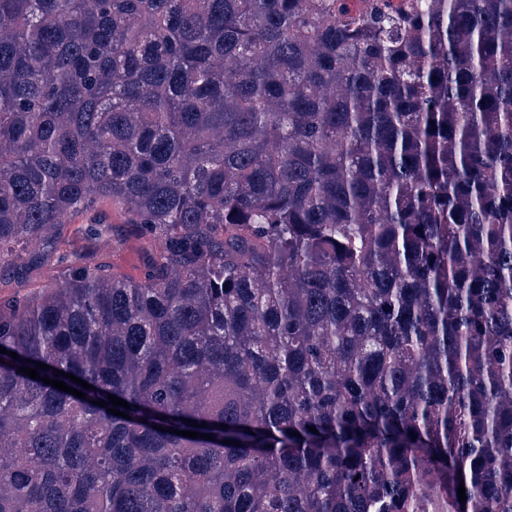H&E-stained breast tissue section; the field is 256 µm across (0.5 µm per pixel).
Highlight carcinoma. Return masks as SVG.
Returning <instances> with one entry per match:
<instances>
[{
    "instance_id": "1",
    "label": "carcinoma",
    "mask_w": 512,
    "mask_h": 512,
    "mask_svg": "<svg viewBox=\"0 0 512 512\" xmlns=\"http://www.w3.org/2000/svg\"><path fill=\"white\" fill-rule=\"evenodd\" d=\"M17 265L0 512H512V0H0ZM115 270L132 277H138L142 271L140 244L129 238L123 250L111 257ZM55 273L53 270L32 269L27 272L20 270L7 269L2 272L1 287L2 295H11L15 292L24 293L35 282L48 280L49 273Z\"/></svg>"
}]
</instances>
